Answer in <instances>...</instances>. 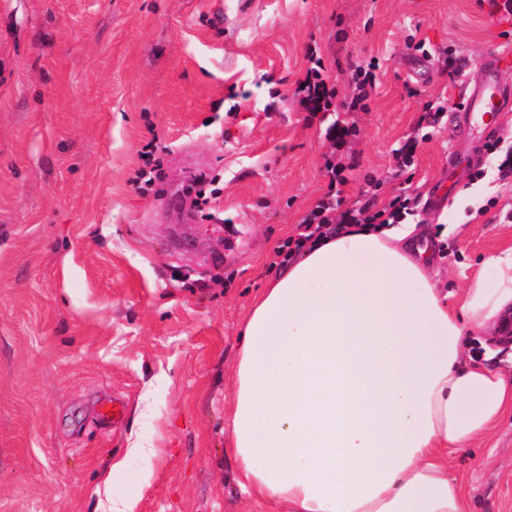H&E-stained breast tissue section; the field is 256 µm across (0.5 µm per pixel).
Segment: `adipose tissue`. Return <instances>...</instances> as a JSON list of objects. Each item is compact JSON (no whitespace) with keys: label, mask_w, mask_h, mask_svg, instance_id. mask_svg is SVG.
Returning a JSON list of instances; mask_svg holds the SVG:
<instances>
[{"label":"adipose tissue","mask_w":512,"mask_h":512,"mask_svg":"<svg viewBox=\"0 0 512 512\" xmlns=\"http://www.w3.org/2000/svg\"><path fill=\"white\" fill-rule=\"evenodd\" d=\"M418 224H346L307 244L245 318L226 409L236 482L284 512H469L451 453L512 412L502 350L512 248L458 303Z\"/></svg>","instance_id":"1"}]
</instances>
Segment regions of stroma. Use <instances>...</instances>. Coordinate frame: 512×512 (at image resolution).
Masks as SVG:
<instances>
[{
	"label": "stroma",
	"instance_id": "1",
	"mask_svg": "<svg viewBox=\"0 0 512 512\" xmlns=\"http://www.w3.org/2000/svg\"><path fill=\"white\" fill-rule=\"evenodd\" d=\"M310 45L342 95L350 66L378 63L369 111H299ZM502 54L512 82V13L488 0H0V512H277L239 491L224 439L242 322L276 251L326 193L332 154L343 208L416 199L441 285L462 293L484 254L512 247V177L494 170L512 109L493 152L454 110ZM333 126L356 129L338 150ZM152 141L166 182L191 165L214 177L193 222L137 188ZM455 154L474 160L453 182ZM479 178L490 196L458 198ZM112 397L127 404L115 425L97 416ZM450 473L472 512H512V415Z\"/></svg>",
	"mask_w": 512,
	"mask_h": 512
}]
</instances>
